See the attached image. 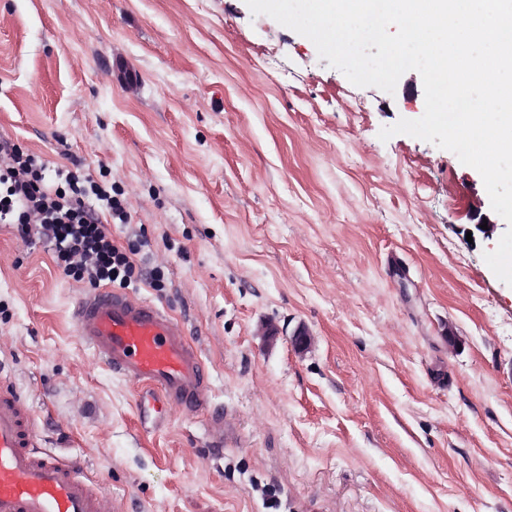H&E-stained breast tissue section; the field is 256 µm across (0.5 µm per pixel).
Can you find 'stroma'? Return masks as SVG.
Returning a JSON list of instances; mask_svg holds the SVG:
<instances>
[{
    "mask_svg": "<svg viewBox=\"0 0 512 512\" xmlns=\"http://www.w3.org/2000/svg\"><path fill=\"white\" fill-rule=\"evenodd\" d=\"M245 0H0V140L127 202L131 295L201 351L164 424L77 336L88 283L0 224V356L105 512H512V286L451 151ZM312 339L307 350L295 330ZM222 409L231 429L212 447Z\"/></svg>",
    "mask_w": 512,
    "mask_h": 512,
    "instance_id": "obj_1",
    "label": "stroma"
}]
</instances>
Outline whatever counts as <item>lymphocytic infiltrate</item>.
Wrapping results in <instances>:
<instances>
[{"label":"lymphocytic infiltrate","mask_w":512,"mask_h":512,"mask_svg":"<svg viewBox=\"0 0 512 512\" xmlns=\"http://www.w3.org/2000/svg\"><path fill=\"white\" fill-rule=\"evenodd\" d=\"M0 163V223L15 225L23 241L39 237L55 253L64 273L90 284L127 281L132 268L103 222L123 224L122 202L101 184L76 172L48 174L38 156L10 148Z\"/></svg>","instance_id":"obj_1"}]
</instances>
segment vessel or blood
Instances as JSON below:
<instances>
[{
	"instance_id": "1",
	"label": "vessel or blood",
	"mask_w": 512,
	"mask_h": 512,
	"mask_svg": "<svg viewBox=\"0 0 512 512\" xmlns=\"http://www.w3.org/2000/svg\"><path fill=\"white\" fill-rule=\"evenodd\" d=\"M78 336L119 378L145 388V411L166 417L204 405L210 387L200 350L168 311L112 288L79 294L72 307ZM103 501L73 465L37 451L29 403L0 363V512H102Z\"/></svg>"
}]
</instances>
